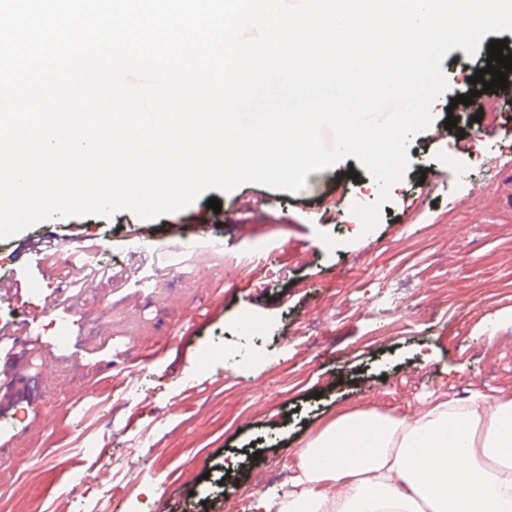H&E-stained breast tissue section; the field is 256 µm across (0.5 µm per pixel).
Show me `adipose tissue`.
<instances>
[{
	"label": "adipose tissue",
	"instance_id": "ef3b65f1",
	"mask_svg": "<svg viewBox=\"0 0 512 512\" xmlns=\"http://www.w3.org/2000/svg\"><path fill=\"white\" fill-rule=\"evenodd\" d=\"M259 512H512V399L444 397L396 416L342 409Z\"/></svg>",
	"mask_w": 512,
	"mask_h": 512
}]
</instances>
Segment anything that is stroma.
I'll list each match as a JSON object with an SVG mask.
<instances>
[{"instance_id": "obj_1", "label": "stroma", "mask_w": 512, "mask_h": 512, "mask_svg": "<svg viewBox=\"0 0 512 512\" xmlns=\"http://www.w3.org/2000/svg\"><path fill=\"white\" fill-rule=\"evenodd\" d=\"M489 43L443 59L449 89L431 108L441 137L411 139L405 178L369 234L350 207L377 194L350 156L310 173L297 194L246 183L149 224L127 211L88 217L89 240L74 218L0 240V278L26 286L0 301V324L26 322L35 342L0 358L15 371L0 380V512H75L69 487L103 460L134 477L119 512H245L253 491L287 489L296 448L339 407L363 400L398 414L440 392L512 397V98L493 132L451 103L470 92L471 70L486 68ZM204 213L224 255L200 267L160 228ZM322 231L344 246L326 251ZM35 236L88 246L112 283L75 291L68 272L79 255L42 267L24 256ZM372 265L402 303L375 306ZM116 363L136 375L143 403H120L107 376ZM35 414L42 427L16 447ZM137 432L151 441L131 458ZM184 482L194 497L175 495Z\"/></svg>"}]
</instances>
